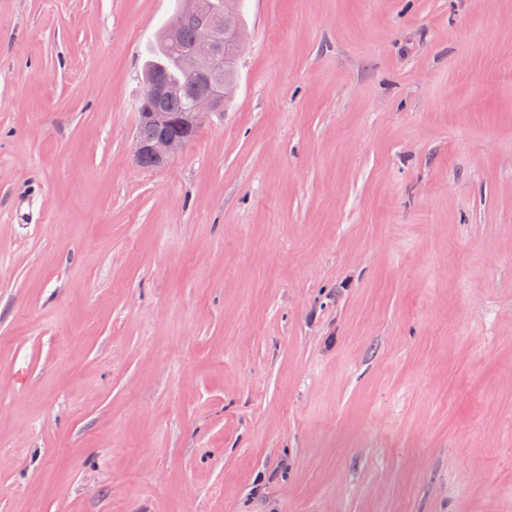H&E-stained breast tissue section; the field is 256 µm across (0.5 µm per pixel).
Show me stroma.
I'll return each mask as SVG.
<instances>
[{
  "label": "stroma",
  "instance_id": "35a3bbf8",
  "mask_svg": "<svg viewBox=\"0 0 512 512\" xmlns=\"http://www.w3.org/2000/svg\"><path fill=\"white\" fill-rule=\"evenodd\" d=\"M0 0V512H512V0ZM206 20L207 16L204 13L182 15L177 11L165 26L166 28L169 25H174L175 29L171 28L168 31L166 39L174 37L176 30V42L165 40L162 42L159 40V36L150 58L146 61L144 72L145 75L149 74L151 77H146L144 80L146 90L142 96L141 114L147 109L144 102H150L155 106L156 111L148 112V114L156 122L164 121V112H169L175 121L166 129V132L187 141L162 139L153 144L147 142L146 140L156 139L161 130L150 125L142 115L141 117L139 115L137 133L146 139L144 140L139 134H136L134 139L133 156L139 163L147 154H152L156 159V165L160 166L168 158L185 148L188 141L198 131L186 121L191 112L193 100L199 92V87L186 80L181 72L178 57L182 49L192 44L179 60L182 69L187 74L194 76L204 70L211 71L212 74L210 78L212 85L209 86L208 92L198 97L194 104L193 119L198 129L206 119L223 108L224 101L233 94L234 84L224 82L217 71L224 68L226 49H230L235 62L242 55L247 46V31L242 26L224 24V15L215 13L212 20L202 27L193 42L199 27ZM152 77L175 86L176 90L166 97L169 89ZM160 105L163 112H159Z\"/></svg>",
  "mask_w": 512,
  "mask_h": 512
}]
</instances>
